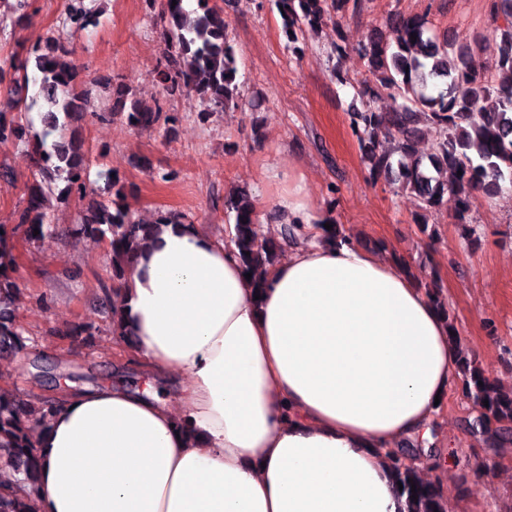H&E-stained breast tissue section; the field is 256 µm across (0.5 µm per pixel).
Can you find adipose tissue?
<instances>
[{"label":"adipose tissue","mask_w":512,"mask_h":512,"mask_svg":"<svg viewBox=\"0 0 512 512\" xmlns=\"http://www.w3.org/2000/svg\"><path fill=\"white\" fill-rule=\"evenodd\" d=\"M278 221L304 241L247 279L233 245L158 224L115 318L171 397L67 395L34 437L35 512H408L389 455L430 436L458 349L432 299L354 239L294 176Z\"/></svg>","instance_id":"obj_1"}]
</instances>
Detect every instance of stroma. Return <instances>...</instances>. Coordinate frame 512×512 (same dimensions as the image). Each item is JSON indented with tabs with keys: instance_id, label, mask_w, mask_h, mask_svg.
I'll use <instances>...</instances> for the list:
<instances>
[{
	"instance_id": "35a3bbf8",
	"label": "stroma",
	"mask_w": 512,
	"mask_h": 512,
	"mask_svg": "<svg viewBox=\"0 0 512 512\" xmlns=\"http://www.w3.org/2000/svg\"><path fill=\"white\" fill-rule=\"evenodd\" d=\"M99 16L94 27L73 33L64 25L71 0H34L33 9L0 16V66L19 46H64L83 69L82 87L95 106L111 105L112 82L124 79L141 108L164 106L175 122L135 129L122 119H86L70 133L93 161L90 198L62 201L46 193L50 235L31 241L16 234V282L21 290L16 322L24 349L0 355V388L37 402H60L63 383L96 388L120 382L145 386L137 361L111 333L115 303L112 264L105 242L77 237L73 229L90 200L112 196L100 170L126 187L132 215L147 221L160 211L185 215L203 233L224 240L232 219L225 199L243 192L272 214L282 184L279 173L303 180L308 197L331 212L333 223L369 251L405 262L417 284L436 269L442 300L464 346L486 374L512 386V191L478 195L465 235L453 205L428 217L436 235L416 224L415 199L385 179H372L350 128L361 107L357 93L369 76L356 47L373 31L392 39L396 15H426L434 33L477 41L485 63L498 55L494 0H360L341 22H325L307 40L301 57L288 51L277 10L261 0H217L238 56L242 108L200 117L193 96L167 95L154 77L167 50L159 8L146 0H85ZM350 52L335 60V43ZM347 84L337 82V75ZM39 177L24 144L0 145V224L14 225L26 186ZM91 326L88 335L78 327ZM471 408L452 387L437 417L428 450L449 504L466 499L467 512H512V439L482 441L471 435ZM488 458L495 470H471L468 460Z\"/></svg>"
}]
</instances>
